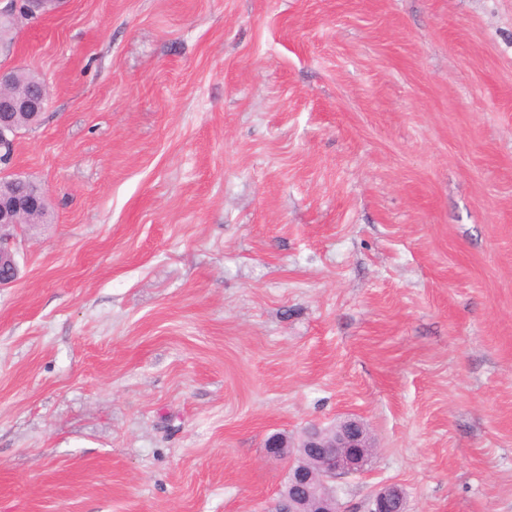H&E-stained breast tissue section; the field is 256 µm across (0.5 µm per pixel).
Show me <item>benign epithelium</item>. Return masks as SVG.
Returning <instances> with one entry per match:
<instances>
[{"label": "benign epithelium", "instance_id": "benign-epithelium-1", "mask_svg": "<svg viewBox=\"0 0 512 512\" xmlns=\"http://www.w3.org/2000/svg\"><path fill=\"white\" fill-rule=\"evenodd\" d=\"M17 24L37 17L29 7L21 8L20 0H10L0 11ZM48 90L40 85V93L29 94L14 88L8 69H0V170L8 171L13 163L14 138L11 115L14 112L41 113ZM24 179L0 178V288L17 281L19 264L14 249V230L32 210L45 205V192L38 186L31 191L18 187ZM267 452L290 460L288 482L281 491L275 512H342L336 496V479L364 469L374 448L372 437L363 422L343 420L329 428L311 426L295 443L273 435L266 443ZM371 512H406V499L401 488L387 486L373 500Z\"/></svg>", "mask_w": 512, "mask_h": 512}]
</instances>
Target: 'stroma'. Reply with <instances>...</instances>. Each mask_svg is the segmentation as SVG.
I'll return each instance as SVG.
<instances>
[{
	"label": "stroma",
	"mask_w": 512,
	"mask_h": 512,
	"mask_svg": "<svg viewBox=\"0 0 512 512\" xmlns=\"http://www.w3.org/2000/svg\"><path fill=\"white\" fill-rule=\"evenodd\" d=\"M0 288V512H512V0H60ZM266 448L269 454L290 460L288 482L275 512H342L334 483L362 471L374 445L363 422L347 419L329 428L311 426L296 443L273 435ZM406 499L401 488L387 486L373 500L371 512H406Z\"/></svg>",
	"instance_id": "obj_1"
}]
</instances>
